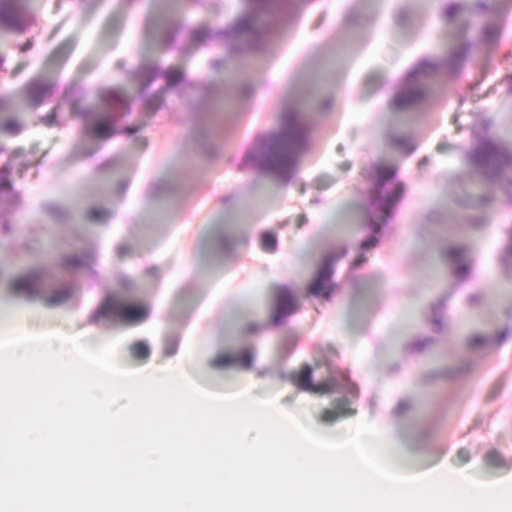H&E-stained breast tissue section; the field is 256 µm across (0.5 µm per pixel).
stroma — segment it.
<instances>
[{
    "label": "stroma",
    "instance_id": "1",
    "mask_svg": "<svg viewBox=\"0 0 512 512\" xmlns=\"http://www.w3.org/2000/svg\"><path fill=\"white\" fill-rule=\"evenodd\" d=\"M489 2L500 37L482 44L477 63L445 72L409 125L394 108L364 116L358 107L387 76L407 79L464 41L432 0H292L262 46L239 41L235 82L205 59L220 51L210 30L231 22L238 0L191 15L190 38L180 16L160 27L159 0H42L0 69V140L10 146L0 166L11 183L0 191V301L22 304L34 335L90 328L93 349L123 322L117 358L135 369L182 339L220 268H244L263 304L227 285L203 326L211 381L233 386L229 363L245 356L262 367L268 394L324 433L365 415L422 456L455 448L487 477L512 473V205L476 233L472 187L504 191L460 160L490 128L512 143V0ZM164 36L178 39L167 58L173 83L155 76ZM46 74L53 82L8 131L13 93ZM116 84L132 112L118 127L95 108ZM291 107L312 128L298 164L310 176L295 196L268 192L259 171L227 176L225 155L250 165L251 148ZM383 167L399 174L395 205L365 248L367 215L339 217L369 200ZM118 198L131 203L121 219ZM218 231L223 252L202 254ZM72 251L95 260L96 278L58 284ZM451 251L472 270L466 283L442 262ZM159 304L156 335L146 322ZM266 314L274 335L258 346Z\"/></svg>",
    "mask_w": 512,
    "mask_h": 512
}]
</instances>
